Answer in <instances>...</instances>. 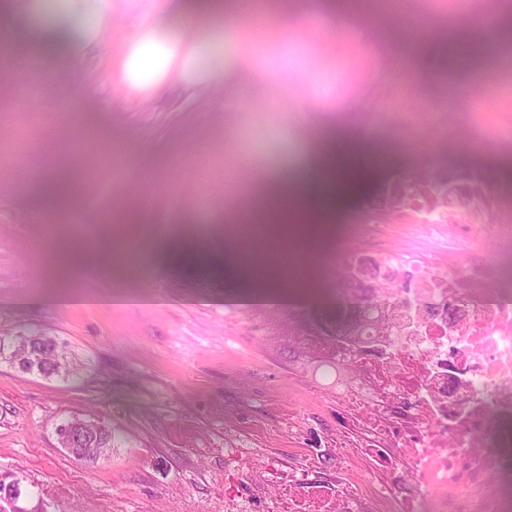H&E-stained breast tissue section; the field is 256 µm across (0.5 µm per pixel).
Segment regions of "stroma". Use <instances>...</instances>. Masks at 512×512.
Listing matches in <instances>:
<instances>
[{"label": "stroma", "mask_w": 512, "mask_h": 512, "mask_svg": "<svg viewBox=\"0 0 512 512\" xmlns=\"http://www.w3.org/2000/svg\"><path fill=\"white\" fill-rule=\"evenodd\" d=\"M198 0H119L113 43L159 15L202 22ZM270 19H242L221 0L228 30L224 84L193 97L115 101L108 62L91 50L76 73L41 57L0 72V332L39 330L80 364L76 381L24 374L0 363V476L19 474L46 502L72 512H224V500L268 512L252 468L294 459L335 475V459L311 447L340 422L332 392L315 389L313 364L287 340L269 339L270 319L228 307L262 288L336 285L334 254L369 201L395 179L463 169L512 187V0H496L480 54L449 60L460 38L416 37L409 0L386 10L350 0V35L298 24L308 0H289ZM498 74L486 97L471 88ZM65 98L64 130L92 136L93 151L56 156L21 100ZM484 135L461 141L460 123ZM351 139L355 191L323 209L322 182L308 179V141ZM82 176L72 212L45 223L37 191L58 159ZM304 181L321 234L284 239L275 256L254 249L256 216L278 228L259 201L262 181ZM139 183L142 195H125ZM179 239L210 251L171 255ZM104 422L112 452L93 464L71 458L55 432L66 417Z\"/></svg>", "instance_id": "1"}]
</instances>
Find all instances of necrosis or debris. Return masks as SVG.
<instances>
[{"instance_id":"obj_1","label":"necrosis or debris","mask_w":512,"mask_h":512,"mask_svg":"<svg viewBox=\"0 0 512 512\" xmlns=\"http://www.w3.org/2000/svg\"><path fill=\"white\" fill-rule=\"evenodd\" d=\"M472 186L449 177L452 205L422 208L426 232L405 227L408 239L446 253L447 269L426 267L411 250L353 243L337 252L339 279L363 276L394 310L389 323L358 330L377 351L312 334L289 302V343L348 372L336 405L351 425L336 434V457L357 459L368 479L346 486L311 469L264 468L250 481L277 487L271 512H512V284L501 283L512 222L493 220L488 181L480 208L488 220L472 221ZM392 268L417 288L403 292L386 275ZM447 300L454 319L427 312Z\"/></svg>"}]
</instances>
